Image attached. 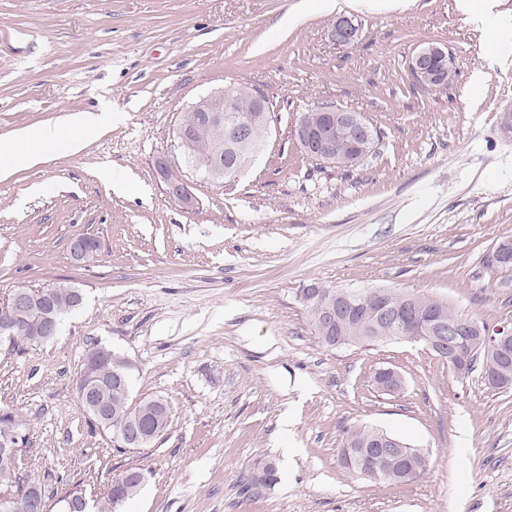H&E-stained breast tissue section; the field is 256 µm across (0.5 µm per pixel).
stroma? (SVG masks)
<instances>
[{
	"label": "stroma",
	"instance_id": "35a3bbf8",
	"mask_svg": "<svg viewBox=\"0 0 512 512\" xmlns=\"http://www.w3.org/2000/svg\"><path fill=\"white\" fill-rule=\"evenodd\" d=\"M0 0V149L68 115H112L79 153L0 177V302L18 286L84 295L59 334L0 356V407L24 414L28 478L54 470L92 500L136 468L130 512H512V388L456 375L421 344L330 347L301 299L311 282L426 294L512 327V272L480 259L512 236V28L475 25L459 0ZM359 40L334 44L338 15ZM446 44L454 77L430 93L409 61ZM246 88L273 114L233 186L192 175L174 139L189 106ZM381 131L356 166L315 165L294 137L312 101ZM168 155L198 204L156 177ZM130 186L113 190L101 171ZM98 239L76 262L69 245ZM128 360L130 397L173 408L151 445L118 448L78 404L93 344ZM390 367L404 386L372 384ZM374 426L427 457L406 485L343 469L348 428ZM279 480L245 494L257 460Z\"/></svg>",
	"mask_w": 512,
	"mask_h": 512
}]
</instances>
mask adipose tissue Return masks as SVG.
<instances>
[{"label":"adipose tissue","instance_id":"adipose-tissue-1","mask_svg":"<svg viewBox=\"0 0 512 512\" xmlns=\"http://www.w3.org/2000/svg\"><path fill=\"white\" fill-rule=\"evenodd\" d=\"M103 121L102 116L88 112L71 114L67 124L72 131L71 137H62L54 124H44L20 133L16 141L0 152V176H8L20 166H33L51 154H74L81 151L86 142L83 134Z\"/></svg>","mask_w":512,"mask_h":512}]
</instances>
